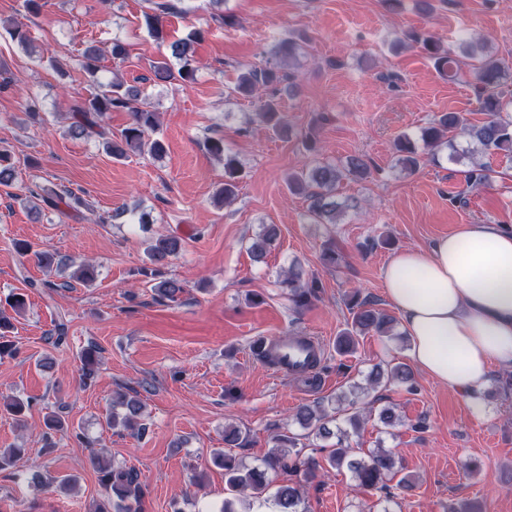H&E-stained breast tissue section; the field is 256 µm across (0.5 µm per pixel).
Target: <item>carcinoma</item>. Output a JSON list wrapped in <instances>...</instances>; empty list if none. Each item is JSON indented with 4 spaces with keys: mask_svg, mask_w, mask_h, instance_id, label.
<instances>
[{
    "mask_svg": "<svg viewBox=\"0 0 512 512\" xmlns=\"http://www.w3.org/2000/svg\"><path fill=\"white\" fill-rule=\"evenodd\" d=\"M146 25L152 37L160 43H167L170 56L178 62V68L172 69L166 61L154 65V76L158 79L177 81L183 86L192 84L196 79L198 66L194 58V44L202 39V30L195 29L188 37L167 41L161 15L145 16ZM404 39L414 42L424 50L427 57L441 72L448 76L460 73L468 68L476 81V100L478 111L486 112L491 118L480 123L468 122L459 112H443L428 126L420 130L418 140L422 146L406 134L398 137L395 148L396 164L407 174L415 173L424 160V152L432 155L446 147L450 150L449 159L465 166L463 170L467 186L477 188L491 181V171L480 158L492 153H512V103L505 100L503 89L512 79V65L492 54L489 46L482 40L459 35L456 48L445 46L440 40L421 30H412L404 34ZM99 51L90 46L83 53L81 66L90 77L92 91L88 97L80 100L71 108L69 133L82 137L96 132L106 137L105 149L116 159L129 154L161 156L165 153L162 140L151 137L158 126V113L148 109L143 91L127 84L117 73L103 80L99 73ZM294 94L297 84L293 75H285L278 66L248 67L237 77L234 92L242 96L258 98L256 121L277 135H287L290 127L285 114L280 109L278 94L282 91ZM111 112H127L131 122L117 136H106L104 121ZM207 151L224 165V183L217 192L220 201L228 203L237 195L239 164L236 157L224 146V139L210 138L206 142ZM371 175L370 162L354 155L343 164L314 161L288 177V188L305 196L309 201L308 218L313 224H339L341 217L350 205L336 199V186L345 178L363 180ZM15 167L8 150L0 148V188H12L15 183ZM29 196L40 197L41 202L54 210L65 205L68 209L79 211L86 207L85 200L69 190H50L40 193L28 190ZM278 237V227L265 224L262 231L249 246L251 257L256 262L265 259L271 245ZM15 251L22 257L34 254L37 262L45 267H54L56 258L45 252H33L27 241L14 242ZM183 249L182 238L167 235L151 242L146 250L148 265L140 268L137 274L156 280L154 291L158 300L177 302L185 293V286L176 279L162 278L163 270ZM285 283L289 288V298L298 308L307 307L319 297L321 282L316 278L303 279V271L297 265H291L284 272ZM97 267L91 263L81 264L69 278L85 284L96 280ZM352 313L350 327L336 338V350L341 354L353 350L357 337L374 331L390 336L394 330L395 319L382 309L361 298L354 292L348 301ZM98 348L90 346L81 354L83 383L95 378L98 365ZM397 384L411 392L415 390L414 375L404 363H397L383 370L378 368L369 375L372 386L381 381ZM365 388L355 387L348 406L353 412L346 418L350 427L357 431L365 421L364 411L359 408V393ZM7 412L18 422L23 421L31 406V400L10 397L3 401ZM142 404L139 398L128 392H118L112 399V411L106 417V425L111 429H131L143 434L146 427L140 423ZM300 426L306 430L305 437L329 438L337 436L335 448L331 449L321 465L310 455L297 450V437L282 435L276 440L275 449L270 453L264 465L247 467L235 457L220 450L214 452V460L224 467L226 496L219 512H240L236 501L248 494L255 499L271 501L276 512H308L300 485L294 478L302 476L311 479L319 470L326 468L339 470L343 467L353 473L357 487L364 490L384 491L387 482L398 479V484L409 485V476L402 474L395 455L379 448L363 456H355L352 449L344 444L347 431L329 424L336 421L325 410H314L309 406L300 408L296 413ZM98 483L104 491L114 497L112 506H98L96 512H139L142 490L137 472L126 466H116L102 462L98 456L92 457ZM285 476L281 483L273 484L270 473Z\"/></svg>",
    "mask_w": 512,
    "mask_h": 512,
    "instance_id": "cac0c4a2",
    "label": "carcinoma"
}]
</instances>
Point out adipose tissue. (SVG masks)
Returning a JSON list of instances; mask_svg holds the SVG:
<instances>
[{
    "label": "adipose tissue",
    "instance_id": "adipose-tissue-1",
    "mask_svg": "<svg viewBox=\"0 0 512 512\" xmlns=\"http://www.w3.org/2000/svg\"><path fill=\"white\" fill-rule=\"evenodd\" d=\"M382 279L410 361L481 409L491 369L512 370V232L459 225L428 249L397 251Z\"/></svg>",
    "mask_w": 512,
    "mask_h": 512
}]
</instances>
